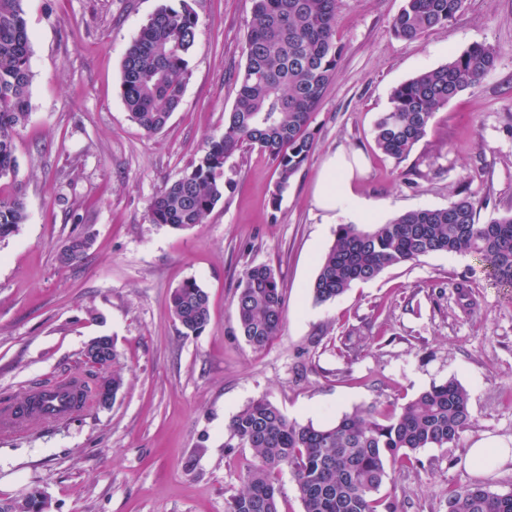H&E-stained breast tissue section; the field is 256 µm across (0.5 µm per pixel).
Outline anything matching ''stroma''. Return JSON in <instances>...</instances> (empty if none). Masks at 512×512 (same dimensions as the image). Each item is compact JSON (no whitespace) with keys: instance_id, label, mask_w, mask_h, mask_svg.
I'll return each instance as SVG.
<instances>
[{"instance_id":"1","label":"stroma","mask_w":512,"mask_h":512,"mask_svg":"<svg viewBox=\"0 0 512 512\" xmlns=\"http://www.w3.org/2000/svg\"><path fill=\"white\" fill-rule=\"evenodd\" d=\"M183 1L197 17L196 49L179 106L149 134L124 106L122 59L161 4ZM402 5L341 0L344 54L311 118L314 152L283 193L269 157L242 148L224 163L231 190L201 224L176 230L151 223L148 207L224 133L251 0H24L30 116L0 195L21 194L28 219L0 241V399L74 372L103 335L124 385L108 407L0 435V499L37 489L48 512H224L254 461L250 449L225 447L226 426L251 399L323 425L358 409L390 412L450 379L471 394L472 427L455 447L423 449L397 467L384 493L401 512H447L458 485L512 490V456L488 468L466 458L483 439L512 448V288L476 255L439 253L332 302L310 289L335 240L314 189L336 150L362 153L356 190L383 219L446 207L462 190L483 200L479 222L512 209V0H466L456 19L414 41L391 31ZM475 43L497 50L495 68L435 113L408 157L381 154L373 124L393 88ZM84 232L93 246L61 265ZM255 264L274 269L286 309L259 352L239 335L234 302ZM189 278L210 296L198 336L183 335L169 308ZM460 283L472 302L459 301Z\"/></svg>"}]
</instances>
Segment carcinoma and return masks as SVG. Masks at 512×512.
Segmentation results:
<instances>
[{"label": "carcinoma", "instance_id": "cac0c4a2", "mask_svg": "<svg viewBox=\"0 0 512 512\" xmlns=\"http://www.w3.org/2000/svg\"><path fill=\"white\" fill-rule=\"evenodd\" d=\"M465 0H405L392 19L394 34L416 40L448 25ZM339 0H252L244 46L245 66L237 75L234 105L224 116V136L208 143L205 155L172 182L148 207L154 224L183 229L202 223L224 197L226 158L244 146L259 148L275 165L282 191L309 160L313 112L335 77L343 55L336 39ZM197 20L186 5L163 4L128 46L122 60V96L130 119L149 134L164 129L177 109L196 49ZM30 36L23 0H0V179L14 175V139L29 117ZM497 51L475 43L444 65L395 87L387 111L373 128L377 149L400 160L426 135L434 114L494 69ZM481 201L465 194L445 208L404 212L361 230L340 224L312 283L316 302L326 303L352 285L375 279L385 269L431 253L475 254L498 283L512 286V211L480 224ZM27 221L21 196L0 197V241ZM93 244L83 234L59 256L80 261ZM240 336L264 349L285 319L283 289L266 264L245 269L236 286ZM170 308L182 333L200 335L209 322V296L194 279L173 291ZM86 388L99 404L98 386L112 370V396L123 387L121 371L85 361ZM470 394L458 382L434 384L391 413L371 409L343 415L327 426L289 419L265 397L251 400L227 428L226 448H249L256 463L243 487L225 502V512H281L278 476L291 475L303 512H398L380 495L393 481L391 467L413 462L423 448L457 445L472 423ZM40 492L0 501V512H42ZM448 512H512V491L497 492L470 482L448 495Z\"/></svg>", "mask_w": 512, "mask_h": 512}]
</instances>
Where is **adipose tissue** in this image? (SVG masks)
I'll list each match as a JSON object with an SVG mask.
<instances>
[{"label":"adipose tissue","mask_w":512,"mask_h":512,"mask_svg":"<svg viewBox=\"0 0 512 512\" xmlns=\"http://www.w3.org/2000/svg\"><path fill=\"white\" fill-rule=\"evenodd\" d=\"M315 200L322 211L356 224H375L380 219L378 207L357 193L352 156L343 150L336 151L324 162Z\"/></svg>","instance_id":"adipose-tissue-1"}]
</instances>
